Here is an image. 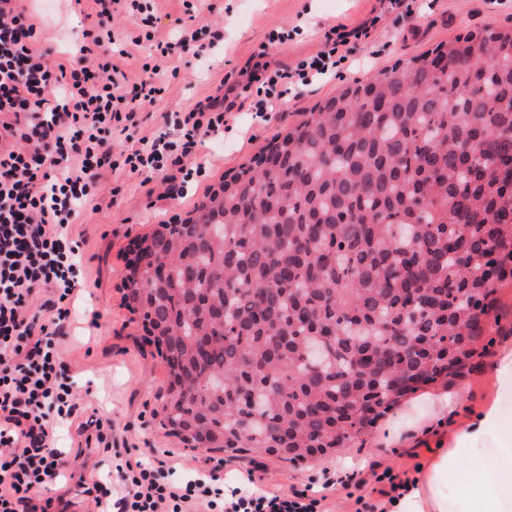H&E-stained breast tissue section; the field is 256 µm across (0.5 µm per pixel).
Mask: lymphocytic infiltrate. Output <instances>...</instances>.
Returning <instances> with one entry per match:
<instances>
[{
    "label": "lymphocytic infiltrate",
    "mask_w": 512,
    "mask_h": 512,
    "mask_svg": "<svg viewBox=\"0 0 512 512\" xmlns=\"http://www.w3.org/2000/svg\"><path fill=\"white\" fill-rule=\"evenodd\" d=\"M97 29L73 56L54 57L39 17L24 0H0V512H32L39 491L65 478L54 429L73 420L77 404L69 366L61 357L79 292L82 240L72 234L79 209L89 206L104 169L162 173L164 196L183 193L194 175L189 158L202 137L223 132L243 107L274 112L291 89L335 74L340 46L363 28L339 27L315 56L295 68L256 66L234 97L197 101L171 118L179 138L142 139L113 155L114 128L137 122L142 107L165 91L163 61L176 47L208 46L195 30L176 42H157L137 82L117 64L114 16L145 15L157 23L151 0H93ZM119 485L95 481L83 490L105 512H325L322 498L304 489L258 487L245 471L232 489L196 478L173 481L165 461L125 453Z\"/></svg>",
    "instance_id": "1"
}]
</instances>
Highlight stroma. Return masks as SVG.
I'll return each mask as SVG.
<instances>
[{"mask_svg":"<svg viewBox=\"0 0 512 512\" xmlns=\"http://www.w3.org/2000/svg\"><path fill=\"white\" fill-rule=\"evenodd\" d=\"M155 5L161 22L154 41L131 45V38L144 32L138 19H121L113 26L117 43L129 46L131 56L124 64L128 77L140 75L156 42L168 40L178 27L217 30L224 39L213 49L207 65L192 51L181 52L176 61L179 72L167 79L162 98L138 112L135 127L113 132L110 143L116 155L138 147L143 137L176 139L169 116L218 94L222 87L233 86L260 54L293 68L322 49L334 26L352 29L366 24L370 30L367 38L348 44V59L339 77L299 88L286 97L279 111L266 116L248 110L234 113L224 133L203 138L191 162L204 165L207 175L189 185L186 197L161 200L147 195L142 175L104 170L95 207L82 209L74 225L85 236L81 270L86 284L76 302L78 320L63 340L62 357L70 365L78 416L108 420L115 447L136 448L153 459L173 453L179 463L176 479L213 474L232 485L239 470L257 466L263 487L283 491L323 490L328 474L364 472L373 462L399 474L413 471L418 464L427 465L432 449L454 445L451 428L434 422L433 398L443 393L453 398L456 424L477 427L491 408L500 419L512 420V404L505 402L512 393V371L502 367L504 358L512 356L509 286L499 293L493 344L487 353L473 358L465 378L418 391L355 443L315 462L294 465L247 454L235 458L233 467L221 466V453L185 447L161 428L165 366L155 347L146 342L141 318L125 304L123 281L134 243L150 234L163 215L189 217L208 187L250 163L275 134L300 121L304 112L335 94L337 88L408 62L467 31L484 25H512V0H403L399 6L390 0H198L190 14L185 13L181 0H155ZM36 8L47 29L57 31L55 47L60 52L96 26L95 17L71 11L66 0H38ZM279 32L288 33V40L274 41ZM56 444L65 453L69 471L84 473L90 481L107 473L109 452L80 446L75 430L59 429Z\"/></svg>","mask_w":512,"mask_h":512,"instance_id":"35a3bbf8","label":"stroma"}]
</instances>
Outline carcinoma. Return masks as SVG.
I'll list each match as a JSON object with an SVG mask.
<instances>
[{
  "mask_svg": "<svg viewBox=\"0 0 512 512\" xmlns=\"http://www.w3.org/2000/svg\"><path fill=\"white\" fill-rule=\"evenodd\" d=\"M124 300L164 325L162 428L309 464L461 379L512 285V26L339 88L159 224Z\"/></svg>",
  "mask_w": 512,
  "mask_h": 512,
  "instance_id": "carcinoma-1",
  "label": "carcinoma"
}]
</instances>
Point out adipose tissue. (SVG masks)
<instances>
[{
    "mask_svg": "<svg viewBox=\"0 0 512 512\" xmlns=\"http://www.w3.org/2000/svg\"><path fill=\"white\" fill-rule=\"evenodd\" d=\"M482 423L501 441L492 455L471 447L472 430L459 429L454 447L434 450L422 477L396 503L397 512H448L444 483L450 475H463V495L484 501L488 512H503L505 493L512 489V423L488 412Z\"/></svg>",
    "mask_w": 512,
    "mask_h": 512,
    "instance_id": "ef3b65f1",
    "label": "adipose tissue"
}]
</instances>
